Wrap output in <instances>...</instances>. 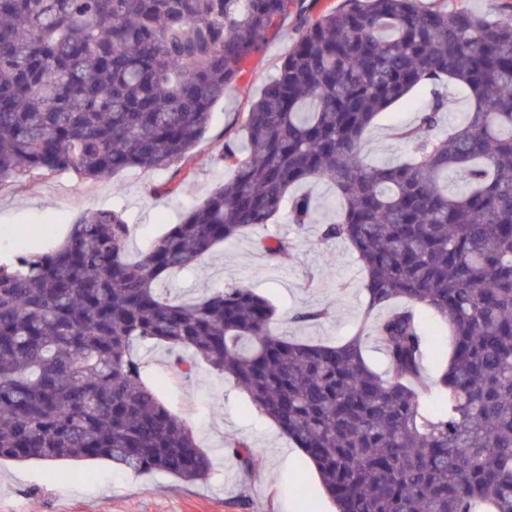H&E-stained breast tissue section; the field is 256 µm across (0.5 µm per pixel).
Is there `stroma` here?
<instances>
[{
  "mask_svg": "<svg viewBox=\"0 0 512 512\" xmlns=\"http://www.w3.org/2000/svg\"><path fill=\"white\" fill-rule=\"evenodd\" d=\"M421 5L512 24V0H421ZM297 37L298 21L288 16L250 61L241 82L213 107L180 193L159 190L163 183H180L170 169L122 170L97 180L72 171L25 175L0 187V228L24 233L20 240L0 236V261L11 259L20 245L41 250L60 243L80 211L98 208L122 212L130 227L129 257L146 250L188 208L229 179L230 171L220 159L224 143L244 144L242 114L276 75ZM428 102V95L417 93L385 112L365 137L367 158L401 161L405 150L395 129L413 124ZM301 190L317 204L316 223L298 226L283 219L260 232L288 238L293 244L288 255L269 262L254 247L256 235L246 234L174 275L168 283L171 297L195 299L215 288L243 285L272 302L279 332L329 344L352 335L363 319L364 274L345 242L321 235L322 222L339 211L340 202L334 188L323 182L302 185ZM322 306L332 309L328 319L309 325L294 322L296 312ZM134 354L145 383L190 424L198 444L211 456L208 479L184 483L158 471L125 472L104 460L5 461L0 463V512H333L314 466L232 379L204 364L192 377H183L174 371L167 350L153 344H136ZM237 439L248 441L257 458L247 478L226 450L227 443Z\"/></svg>",
  "mask_w": 512,
  "mask_h": 512,
  "instance_id": "obj_1",
  "label": "stroma"
}]
</instances>
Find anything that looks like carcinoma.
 I'll return each instance as SVG.
<instances>
[{
  "label": "carcinoma",
  "instance_id": "cac0c4a2",
  "mask_svg": "<svg viewBox=\"0 0 512 512\" xmlns=\"http://www.w3.org/2000/svg\"><path fill=\"white\" fill-rule=\"evenodd\" d=\"M298 8L0 0V186L27 172H181L212 107ZM449 83L472 107L444 129ZM425 89L430 106L400 132L404 160L365 161L375 119ZM243 130L245 145L221 153L232 179L137 260L122 213L87 209L58 246L0 262V461L101 459L206 479L211 458L142 379L133 346L150 342L186 376L203 361L233 379L313 463L337 512H512V26L420 0H343L303 26ZM311 180L341 200L322 237L348 243L364 274L354 335L284 336L274 306L244 286L167 296L177 272L285 210L291 224L315 223L312 198L291 193ZM255 247L276 260L292 244ZM417 305L452 340L427 400ZM227 449L251 475L250 445Z\"/></svg>",
  "mask_w": 512,
  "mask_h": 512
}]
</instances>
